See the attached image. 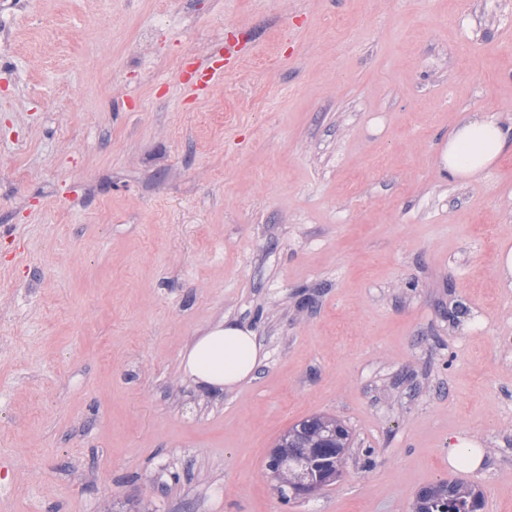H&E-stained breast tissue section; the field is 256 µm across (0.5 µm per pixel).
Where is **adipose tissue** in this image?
Masks as SVG:
<instances>
[{
    "label": "adipose tissue",
    "mask_w": 512,
    "mask_h": 512,
    "mask_svg": "<svg viewBox=\"0 0 512 512\" xmlns=\"http://www.w3.org/2000/svg\"><path fill=\"white\" fill-rule=\"evenodd\" d=\"M510 151L512 126L475 112L449 132L440 168L449 179L473 180ZM262 359L254 331L226 319L211 326L183 352L181 369L197 385L230 391L253 377Z\"/></svg>",
    "instance_id": "adipose-tissue-1"
}]
</instances>
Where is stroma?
Returning a JSON list of instances; mask_svg holds the SVG:
<instances>
[{
    "label": "stroma",
    "instance_id": "1",
    "mask_svg": "<svg viewBox=\"0 0 512 512\" xmlns=\"http://www.w3.org/2000/svg\"><path fill=\"white\" fill-rule=\"evenodd\" d=\"M0 512H414L460 479L512 512V0H27L0 9ZM240 67L179 76L216 41ZM265 357L185 379L222 319ZM316 415L343 476L282 503ZM477 439L474 472L448 442ZM511 150L512 126H504L482 112H473L448 133L440 168L451 180L477 179ZM263 357L253 330L224 319L183 352L181 369L196 385L231 391L253 377ZM339 428L343 433L339 432ZM288 434L285 438L284 436ZM280 439L275 448H279V454L283 457L288 453V469L282 471L280 475L287 480L288 486H292L298 481H306V464L309 448H322L321 443L327 442V446L333 449V453L324 458V463L312 470V476L322 471L332 472L342 470L344 467L347 450L350 443L348 430L335 418L316 416L304 420L293 426ZM283 444L285 447L280 448ZM289 448V449H288Z\"/></svg>",
    "mask_w": 512,
    "mask_h": 512
}]
</instances>
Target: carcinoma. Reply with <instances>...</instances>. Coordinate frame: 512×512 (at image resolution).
I'll use <instances>...</instances> for the list:
<instances>
[{"instance_id": "1", "label": "carcinoma", "mask_w": 512, "mask_h": 512, "mask_svg": "<svg viewBox=\"0 0 512 512\" xmlns=\"http://www.w3.org/2000/svg\"><path fill=\"white\" fill-rule=\"evenodd\" d=\"M342 424L334 418L316 416L304 420L288 430L280 443L288 448V469L281 472L288 485L307 480L308 450L325 442L333 453L324 458L316 471H337L345 464L349 448L348 430H340ZM481 494L473 487L458 481L440 482L423 490L416 501V512H479Z\"/></svg>"}]
</instances>
